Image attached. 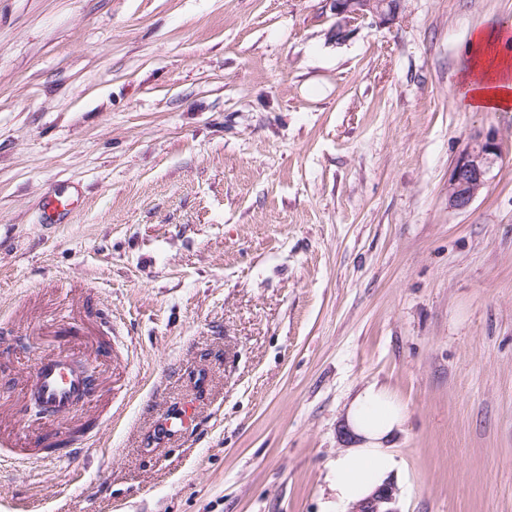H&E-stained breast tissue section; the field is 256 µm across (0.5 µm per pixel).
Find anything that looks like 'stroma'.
<instances>
[{"mask_svg":"<svg viewBox=\"0 0 512 512\" xmlns=\"http://www.w3.org/2000/svg\"><path fill=\"white\" fill-rule=\"evenodd\" d=\"M333 23L326 0H0V438L48 425L36 358L101 384L67 426L96 444L0 466V512H347L329 464L370 383L408 410L399 512H512V111L460 101L512 0ZM488 127L503 155L450 210ZM502 156V141L495 128L477 132L460 154L448 179V207L464 210L487 184V177ZM73 205V200L49 196L46 201V217L48 222L50 224H62L74 209Z\"/></svg>","mask_w":512,"mask_h":512,"instance_id":"1","label":"stroma"}]
</instances>
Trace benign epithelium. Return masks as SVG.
<instances>
[{"label": "benign epithelium", "instance_id": "1", "mask_svg": "<svg viewBox=\"0 0 512 512\" xmlns=\"http://www.w3.org/2000/svg\"><path fill=\"white\" fill-rule=\"evenodd\" d=\"M335 18L331 35L345 40L356 24L369 20L384 25L396 20L401 0H326ZM502 156V141L496 129L477 132L460 154L448 179V208L464 210L487 184V177ZM348 512H399L396 488L388 483L367 501L350 507Z\"/></svg>", "mask_w": 512, "mask_h": 512}]
</instances>
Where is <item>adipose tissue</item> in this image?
Returning a JSON list of instances; mask_svg holds the SVG:
<instances>
[{"mask_svg":"<svg viewBox=\"0 0 512 512\" xmlns=\"http://www.w3.org/2000/svg\"><path fill=\"white\" fill-rule=\"evenodd\" d=\"M506 29L476 32L482 51L463 75L464 104L471 110L512 109V57L497 53L496 45L511 38ZM406 418L405 406L385 387L371 383L349 402L345 413L347 449L337 454L329 471L336 501L354 505L390 481L398 468L392 439Z\"/></svg>","mask_w":512,"mask_h":512,"instance_id":"ef3b65f1","label":"adipose tissue"}]
</instances>
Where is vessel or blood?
Segmentation results:
<instances>
[{
    "instance_id": "b4317fda",
    "label": "vessel or blood",
    "mask_w": 512,
    "mask_h": 512,
    "mask_svg": "<svg viewBox=\"0 0 512 512\" xmlns=\"http://www.w3.org/2000/svg\"><path fill=\"white\" fill-rule=\"evenodd\" d=\"M30 392L39 399L55 422L57 430L37 434L35 444L47 448V462L66 461L74 458L84 448L94 444L93 436L75 438L62 431L76 402L89 399L93 392V377L76 370L67 353L37 360L32 366Z\"/></svg>"
}]
</instances>
